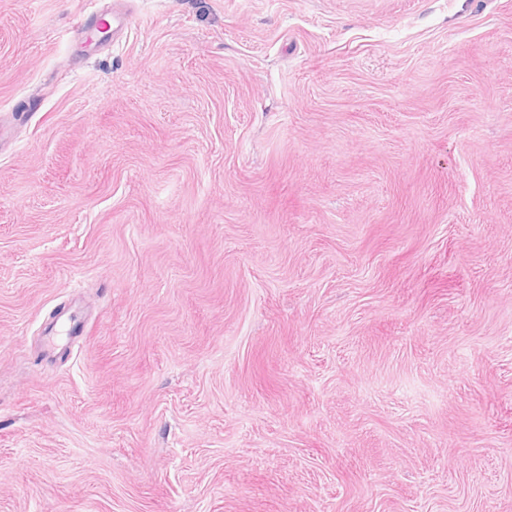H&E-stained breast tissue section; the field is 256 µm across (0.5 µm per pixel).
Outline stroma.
<instances>
[{
  "mask_svg": "<svg viewBox=\"0 0 512 512\" xmlns=\"http://www.w3.org/2000/svg\"><path fill=\"white\" fill-rule=\"evenodd\" d=\"M0 0V512H512V0Z\"/></svg>",
  "mask_w": 512,
  "mask_h": 512,
  "instance_id": "obj_1",
  "label": "stroma"
}]
</instances>
